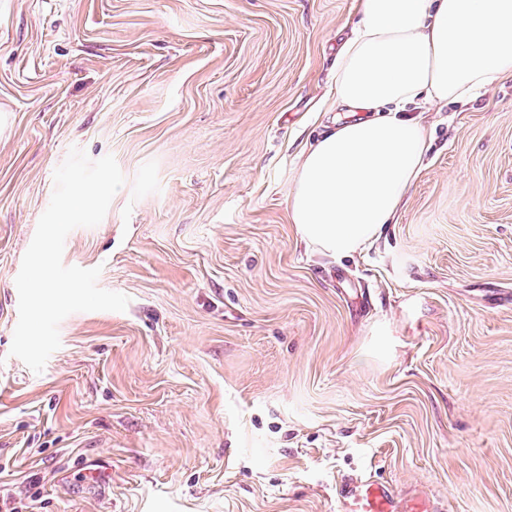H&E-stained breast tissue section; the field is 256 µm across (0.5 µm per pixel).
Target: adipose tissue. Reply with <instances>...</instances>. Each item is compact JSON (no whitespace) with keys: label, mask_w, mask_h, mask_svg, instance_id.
<instances>
[{"label":"adipose tissue","mask_w":512,"mask_h":512,"mask_svg":"<svg viewBox=\"0 0 512 512\" xmlns=\"http://www.w3.org/2000/svg\"><path fill=\"white\" fill-rule=\"evenodd\" d=\"M512 78V0H356L330 93L354 120L298 154L286 213L332 258L368 247L419 179L427 127L407 106L472 100Z\"/></svg>","instance_id":"adipose-tissue-1"}]
</instances>
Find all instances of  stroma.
Returning a JSON list of instances; mask_svg holds the SVG:
<instances>
[{
    "instance_id": "obj_1",
    "label": "stroma",
    "mask_w": 512,
    "mask_h": 512,
    "mask_svg": "<svg viewBox=\"0 0 512 512\" xmlns=\"http://www.w3.org/2000/svg\"><path fill=\"white\" fill-rule=\"evenodd\" d=\"M353 0H0V512H339L346 478L512 512V79L422 112L423 172L339 261L284 201ZM125 177L63 262L41 373L15 279L71 148Z\"/></svg>"
}]
</instances>
